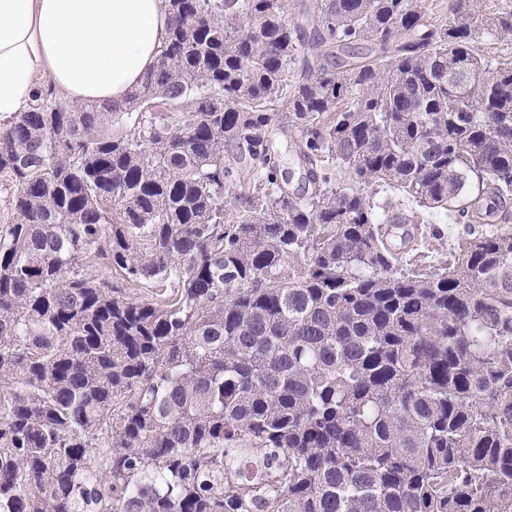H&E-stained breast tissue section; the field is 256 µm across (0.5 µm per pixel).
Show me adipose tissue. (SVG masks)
<instances>
[{"instance_id":"ef3b65f1","label":"adipose tissue","mask_w":512,"mask_h":512,"mask_svg":"<svg viewBox=\"0 0 512 512\" xmlns=\"http://www.w3.org/2000/svg\"><path fill=\"white\" fill-rule=\"evenodd\" d=\"M171 22L167 0H0V124L28 108L41 73L67 100L124 106Z\"/></svg>"}]
</instances>
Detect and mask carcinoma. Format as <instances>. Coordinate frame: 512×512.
Instances as JSON below:
<instances>
[{
    "mask_svg": "<svg viewBox=\"0 0 512 512\" xmlns=\"http://www.w3.org/2000/svg\"><path fill=\"white\" fill-rule=\"evenodd\" d=\"M168 8L124 108L0 127V512H512V5L313 0V61L285 0ZM375 183L475 227L415 269ZM273 139L274 146L279 154L281 170L285 172L288 179V191L298 195L309 194L312 185L308 182L305 185L304 170L296 153L299 139L297 133L294 131L282 133L276 130Z\"/></svg>",
    "mask_w": 512,
    "mask_h": 512,
    "instance_id": "1",
    "label": "carcinoma"
}]
</instances>
